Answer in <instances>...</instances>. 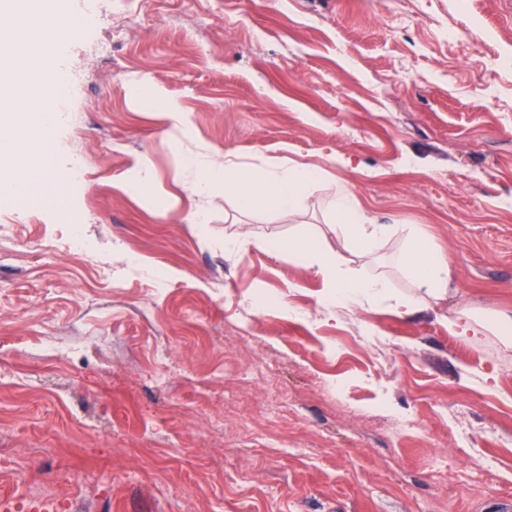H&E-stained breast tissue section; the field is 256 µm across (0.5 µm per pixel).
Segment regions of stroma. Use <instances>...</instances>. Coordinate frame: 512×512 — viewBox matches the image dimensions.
<instances>
[{"instance_id":"obj_1","label":"stroma","mask_w":512,"mask_h":512,"mask_svg":"<svg viewBox=\"0 0 512 512\" xmlns=\"http://www.w3.org/2000/svg\"><path fill=\"white\" fill-rule=\"evenodd\" d=\"M34 56L87 67L50 136L57 182L0 200V494L14 512H512V348L445 315L512 316V0H112ZM129 29L112 37V26ZM446 27L479 38L469 51ZM182 112L180 125L166 112ZM321 166L307 209L190 192L210 157ZM82 163L87 180L70 170ZM153 186L125 192L142 168ZM451 265L436 311L330 312L255 245L328 234L337 179ZM91 263L34 242L72 233ZM205 223L194 221L196 213ZM397 232L351 265L412 290ZM286 306L259 308L261 299ZM58 355L46 357L44 344Z\"/></svg>"}]
</instances>
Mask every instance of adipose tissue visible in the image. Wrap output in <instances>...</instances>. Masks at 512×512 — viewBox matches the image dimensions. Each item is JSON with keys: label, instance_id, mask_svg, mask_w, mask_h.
Listing matches in <instances>:
<instances>
[{"label": "adipose tissue", "instance_id": "adipose-tissue-1", "mask_svg": "<svg viewBox=\"0 0 512 512\" xmlns=\"http://www.w3.org/2000/svg\"><path fill=\"white\" fill-rule=\"evenodd\" d=\"M25 56L13 61H0V114L9 115L15 104H23L27 118L23 125H0V198L9 199L31 187L36 173L44 166V144L60 122L49 110L44 94L58 93L61 77L52 79L47 91L27 87L21 80ZM326 176L317 165H291L271 170L265 166L244 167L233 159H213L192 184L196 194L208 191L212 182H223L225 190L234 194L247 209L264 207L276 214H295L305 209L310 196ZM335 242L312 246L309 236L297 234L282 242L281 250L289 258L315 269L325 282L323 299L332 305L362 307L389 297L397 312L425 310L430 300H442L448 293L451 268L445 254L427 249L416 228H408V248L401 257L405 275L423 289V296L390 293L383 275H368L350 268L347 256L353 252H375L394 235L393 225L382 224L360 204L353 184L338 180L329 201Z\"/></svg>", "mask_w": 512, "mask_h": 512}]
</instances>
